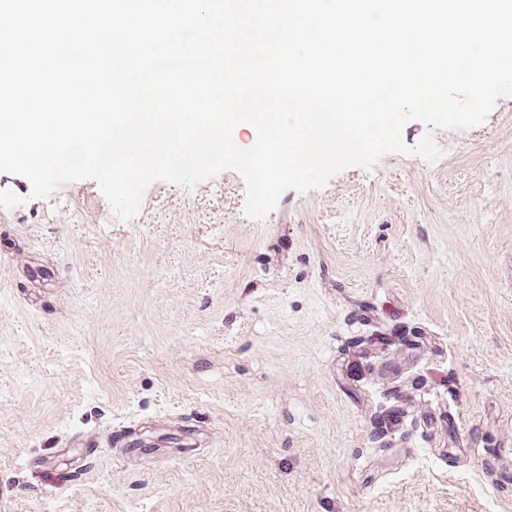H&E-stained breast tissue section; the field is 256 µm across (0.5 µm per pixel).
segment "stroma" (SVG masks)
<instances>
[{"label": "stroma", "instance_id": "1", "mask_svg": "<svg viewBox=\"0 0 512 512\" xmlns=\"http://www.w3.org/2000/svg\"><path fill=\"white\" fill-rule=\"evenodd\" d=\"M427 133L261 220L232 170L127 222L0 172V512H512V98Z\"/></svg>", "mask_w": 512, "mask_h": 512}]
</instances>
